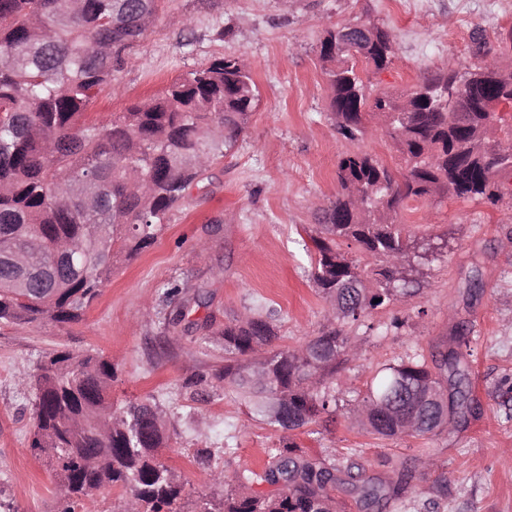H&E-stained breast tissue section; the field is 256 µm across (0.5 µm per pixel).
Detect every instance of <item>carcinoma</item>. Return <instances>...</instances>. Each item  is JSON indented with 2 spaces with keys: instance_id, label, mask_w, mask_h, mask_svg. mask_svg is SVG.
<instances>
[{
  "instance_id": "cac0c4a2",
  "label": "carcinoma",
  "mask_w": 512,
  "mask_h": 512,
  "mask_svg": "<svg viewBox=\"0 0 512 512\" xmlns=\"http://www.w3.org/2000/svg\"><path fill=\"white\" fill-rule=\"evenodd\" d=\"M167 0H0V324L39 326L82 320L120 263L136 259L158 238L169 212L224 152L233 149L257 106L249 68L228 56L174 79L163 95L135 103L99 124L86 112L95 92L112 82L128 51L164 10ZM343 28L326 31L320 55L332 67L331 115L338 133L356 139L368 114H398L391 139L404 161L401 177L368 153H346L336 168L339 190L310 236L311 280L341 302L337 320L408 294L406 272L435 246L391 220L409 201L435 195L496 207L512 188L502 174L512 158L489 137L497 125L512 139V124L485 112L469 71L437 72L397 95L369 92L358 75L395 56L390 32L376 24L356 32L352 50L341 47ZM479 70L491 63L488 85L512 88V67L489 56L480 31L471 36ZM462 100L448 118V98ZM351 242L374 264L360 266L341 248ZM203 302L187 297L165 316L177 331ZM188 322V321H186ZM193 325V322H188ZM224 365L192 374L191 395L224 383V394L252 405L269 425L294 431L331 413L333 377L358 357L352 337L334 323L303 345L274 348L276 328L250 310L217 332ZM460 350L433 365L400 359L377 371L352 410L354 424L384 438L403 434L392 411L378 405L434 385L453 392L437 403L455 416L468 407ZM118 369L100 352L54 349L24 380L34 390L30 448L52 462L66 505L101 488L122 491L117 512H184L183 486L158 457L171 439L164 411L148 399L112 404ZM408 469L382 478L362 465L329 463L290 436L269 449L259 469L218 474L222 508L209 500L198 512H345L343 495L360 512H381L410 488Z\"/></svg>"
}]
</instances>
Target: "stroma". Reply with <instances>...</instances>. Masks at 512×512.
<instances>
[{
  "label": "stroma",
  "instance_id": "obj_1",
  "mask_svg": "<svg viewBox=\"0 0 512 512\" xmlns=\"http://www.w3.org/2000/svg\"><path fill=\"white\" fill-rule=\"evenodd\" d=\"M371 22L387 29L396 53L389 69L365 72L374 91L398 93L422 76L474 65L470 36L496 43L512 27V0H169L88 113L99 123L132 103L161 95L171 80L214 59L246 55L259 106L237 146L192 186L156 243L120 266L84 319L36 327L0 325V507L57 512L60 495L47 457L29 446L34 394L22 381L43 352L56 347L111 357L119 377L115 406L145 398L163 409L175 433L159 459L185 482L183 504L221 497L212 474L254 468L281 433L223 388L192 399L190 374L222 365L206 349L248 309L273 312L275 347H297L326 322L328 304L310 281L307 234L338 191L336 163L346 153L377 156L393 170L401 160L375 120L355 141L336 131L328 66L318 52L327 28ZM232 34L216 40V25ZM400 219L412 233L435 237L441 252L416 262L411 294L352 322L359 357L336 375V411L298 430L308 452L340 463L356 458L367 474H414L408 494L384 512H512V203L498 207L452 196L412 201ZM180 285L203 293L205 307L180 338L163 327V292ZM469 340L470 410L437 436L378 438L352 429L349 410L379 368L416 355L432 360ZM233 454H226V447ZM212 453L196 461L198 448ZM432 467H423V460ZM447 495H438L439 487Z\"/></svg>",
  "mask_w": 512,
  "mask_h": 512
}]
</instances>
